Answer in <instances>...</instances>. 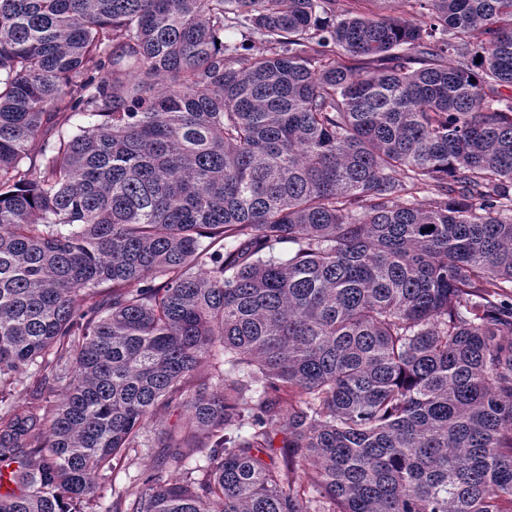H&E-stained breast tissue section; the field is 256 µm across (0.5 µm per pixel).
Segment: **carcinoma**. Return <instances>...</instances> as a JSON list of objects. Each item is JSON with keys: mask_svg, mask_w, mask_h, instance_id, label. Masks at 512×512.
I'll use <instances>...</instances> for the list:
<instances>
[{"mask_svg": "<svg viewBox=\"0 0 512 512\" xmlns=\"http://www.w3.org/2000/svg\"><path fill=\"white\" fill-rule=\"evenodd\" d=\"M400 6L0 0V512H512V0ZM162 454L163 448H138L136 453L131 451L120 467L109 473L108 478L100 480L98 491L100 505L105 507L111 502L113 483L120 487L127 486L137 478V475L155 467Z\"/></svg>", "mask_w": 512, "mask_h": 512, "instance_id": "obj_1", "label": "carcinoma"}]
</instances>
